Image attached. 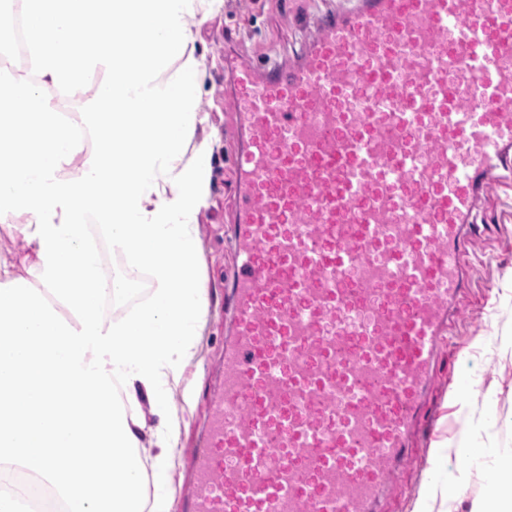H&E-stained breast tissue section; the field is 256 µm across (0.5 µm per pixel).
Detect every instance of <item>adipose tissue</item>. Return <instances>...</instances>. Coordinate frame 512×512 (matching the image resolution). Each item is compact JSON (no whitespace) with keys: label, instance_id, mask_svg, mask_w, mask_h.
<instances>
[{"label":"adipose tissue","instance_id":"ef3b65f1","mask_svg":"<svg viewBox=\"0 0 512 512\" xmlns=\"http://www.w3.org/2000/svg\"><path fill=\"white\" fill-rule=\"evenodd\" d=\"M459 471L468 474L472 463L490 460L492 477L484 491L483 512H512V451L490 453L470 436H462L454 450Z\"/></svg>","mask_w":512,"mask_h":512}]
</instances>
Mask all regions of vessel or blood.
I'll use <instances>...</instances> for the list:
<instances>
[{
    "label": "vessel or blood",
    "instance_id": "1",
    "mask_svg": "<svg viewBox=\"0 0 512 512\" xmlns=\"http://www.w3.org/2000/svg\"><path fill=\"white\" fill-rule=\"evenodd\" d=\"M226 68L230 334L184 512H381L512 162V0H357L288 69Z\"/></svg>",
    "mask_w": 512,
    "mask_h": 512
}]
</instances>
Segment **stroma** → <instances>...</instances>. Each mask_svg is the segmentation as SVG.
<instances>
[{
  "label": "stroma",
  "mask_w": 512,
  "mask_h": 512,
  "mask_svg": "<svg viewBox=\"0 0 512 512\" xmlns=\"http://www.w3.org/2000/svg\"><path fill=\"white\" fill-rule=\"evenodd\" d=\"M355 0H224L194 30L195 55L201 62L198 127L206 140L209 199L197 216L200 277L210 306L200 344V365L185 377L195 385L193 408L181 429L179 455L172 471L174 491L187 483L194 436L204 418L218 366L224 359V280L233 264L229 224L236 205L233 159L240 133L234 102L224 95V57L233 55L263 66L296 61L316 21L331 12L348 11ZM477 224H495V233L470 240L465 257L468 284L460 299L461 317L451 327L453 342L434 367L436 388L425 408L430 429L412 448L405 473L381 503L383 512H410L411 501L429 475L436 447L446 450L441 477L456 475L451 449L463 421H470L477 442L512 449V169L499 168L473 215ZM474 385L467 406L456 404L461 377Z\"/></svg>",
  "instance_id": "35a3bbf8"
}]
</instances>
